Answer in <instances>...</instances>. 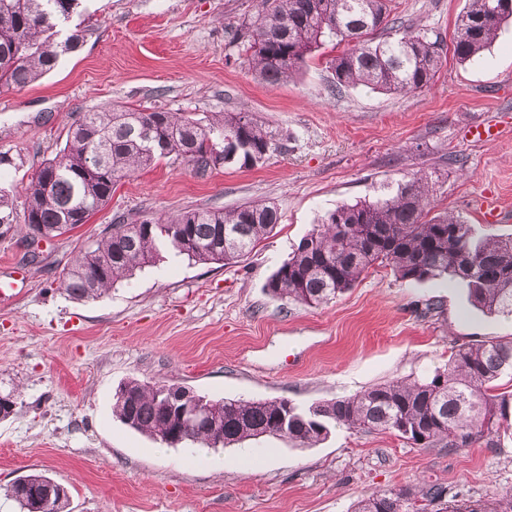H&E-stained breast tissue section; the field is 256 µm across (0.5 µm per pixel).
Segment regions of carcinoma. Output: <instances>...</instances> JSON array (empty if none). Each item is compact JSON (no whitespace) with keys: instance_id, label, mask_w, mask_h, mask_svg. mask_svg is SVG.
I'll use <instances>...</instances> for the list:
<instances>
[{"instance_id":"obj_1","label":"carcinoma","mask_w":512,"mask_h":512,"mask_svg":"<svg viewBox=\"0 0 512 512\" xmlns=\"http://www.w3.org/2000/svg\"><path fill=\"white\" fill-rule=\"evenodd\" d=\"M391 0H260V10L237 29L252 69L267 84L286 83L307 55L325 42L344 45L331 60L333 90L365 86L408 93L431 85L447 44L433 30L404 29L375 42L389 24ZM79 0H0V88L22 89L53 71L76 51L84 34L63 41L54 28L77 12ZM512 18V0H468L459 17L453 53L476 61ZM277 132L249 112H210L194 118L162 108L121 104L83 113L65 146L42 164L25 188L24 224L30 235L52 238L87 223L112 198L114 186L173 156L204 174L226 164L252 168L264 162ZM105 163L97 166L95 156ZM429 184L414 175L375 200L342 203L324 215L266 284L278 299L317 308L355 287L369 273L390 269L396 279L421 283L439 277L467 288L470 304L490 316L512 317V234L479 238L474 225L453 213L431 219ZM15 219L10 192L0 188V224ZM280 221L278 208L247 203L229 210L194 209L127 222L84 251L63 273L60 288L79 301L95 300L134 272L156 262L159 245L197 264L228 263L250 252ZM512 375V341L455 346L448 365L422 380H395L354 394L298 406L286 398L222 399L224 447L239 445L285 419L288 439L313 448L335 428L389 432L422 447L467 448L490 442L512 427V391L496 382ZM165 384L129 379L115 393L113 412L129 428L152 437L183 434L182 446L210 447L201 428H189L170 407ZM19 512H62L68 489L55 483L52 501L32 494L49 484L42 473L17 477ZM408 489L374 490L353 512H408ZM446 512H512V492L467 500Z\"/></svg>"}]
</instances>
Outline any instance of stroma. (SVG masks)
<instances>
[{
	"mask_svg": "<svg viewBox=\"0 0 512 512\" xmlns=\"http://www.w3.org/2000/svg\"><path fill=\"white\" fill-rule=\"evenodd\" d=\"M467 0H392L412 29L452 39ZM259 0H81L59 25L85 27L76 52L22 90L0 89V187L23 210L24 188L65 145L83 112L163 106L202 117L251 112L280 146L251 169L199 175L162 159L119 183L86 224L28 256L23 224L0 235V392L19 391L0 420V488L42 472L65 484L64 512H351L373 490L442 488L485 499L512 488V429L468 448L415 447L390 434L338 428L314 448L262 437L231 448H160L112 413L127 379L165 381L211 399L288 398L307 406L444 367L452 347L512 339V318L489 316L444 279L405 283L382 269L319 308L272 297L268 278L337 204L426 177L433 213H454L480 236L512 233V23L479 61L446 55L433 83L407 94L330 91L332 44L287 83L269 85L231 43ZM498 124L474 143L471 126ZM503 218L480 222L474 198ZM244 203L278 207L271 235L238 262L161 259L95 301L59 278L117 216L137 219Z\"/></svg>",
	"mask_w": 512,
	"mask_h": 512,
	"instance_id": "35a3bbf8",
	"label": "stroma"
}]
</instances>
